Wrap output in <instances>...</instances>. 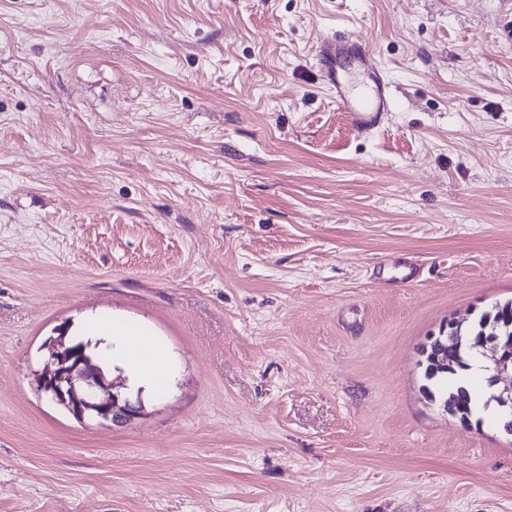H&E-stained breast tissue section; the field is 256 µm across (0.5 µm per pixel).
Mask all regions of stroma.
I'll return each mask as SVG.
<instances>
[{
	"instance_id": "obj_1",
	"label": "stroma",
	"mask_w": 512,
	"mask_h": 512,
	"mask_svg": "<svg viewBox=\"0 0 512 512\" xmlns=\"http://www.w3.org/2000/svg\"><path fill=\"white\" fill-rule=\"evenodd\" d=\"M510 299L512 0H0V512H512L419 364ZM104 316L169 358L123 426L33 385ZM354 59L358 72L370 87L364 97L352 93L349 74L341 72L344 59ZM315 59L322 77L330 84L336 106L347 112L354 127L369 132L379 126L382 117L391 110L390 83L365 42L353 35L336 33L316 48Z\"/></svg>"
}]
</instances>
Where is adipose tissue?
<instances>
[{"instance_id":"ef3b65f1","label":"adipose tissue","mask_w":512,"mask_h":512,"mask_svg":"<svg viewBox=\"0 0 512 512\" xmlns=\"http://www.w3.org/2000/svg\"><path fill=\"white\" fill-rule=\"evenodd\" d=\"M94 332L109 344V357L119 359L133 381L154 388L162 387L169 376L167 357L162 349L138 330L110 323L98 324Z\"/></svg>"}]
</instances>
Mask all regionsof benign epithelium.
<instances>
[{"mask_svg":"<svg viewBox=\"0 0 512 512\" xmlns=\"http://www.w3.org/2000/svg\"><path fill=\"white\" fill-rule=\"evenodd\" d=\"M493 310L496 321L473 341V346L482 358L489 399L498 410L497 425L512 436V386L498 387L503 377H512V302H499ZM459 343H464L461 323L450 320L422 346V365L430 368L444 365L442 355L447 346ZM34 381L40 393L80 423L112 427L143 415L142 402L129 399L126 384L109 378V373L87 353V348L75 349L67 343L64 332L49 341L47 361L34 374ZM470 400L469 392L462 391L443 410L467 427L469 422L461 417V407Z\"/></svg>","mask_w":512,"mask_h":512,"instance_id":"7a95c632","label":"benign epithelium"}]
</instances>
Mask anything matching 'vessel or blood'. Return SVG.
<instances>
[{
	"label": "vessel or blood",
	"mask_w": 512,
	"mask_h": 512,
	"mask_svg": "<svg viewBox=\"0 0 512 512\" xmlns=\"http://www.w3.org/2000/svg\"><path fill=\"white\" fill-rule=\"evenodd\" d=\"M347 58L355 60L369 86L365 96L353 94L349 76L341 70V63ZM315 59L330 85L337 108L350 115L354 127L361 132L378 127L383 115L391 109L390 83L365 42L353 35L334 34L320 43Z\"/></svg>",
	"instance_id": "1"
}]
</instances>
